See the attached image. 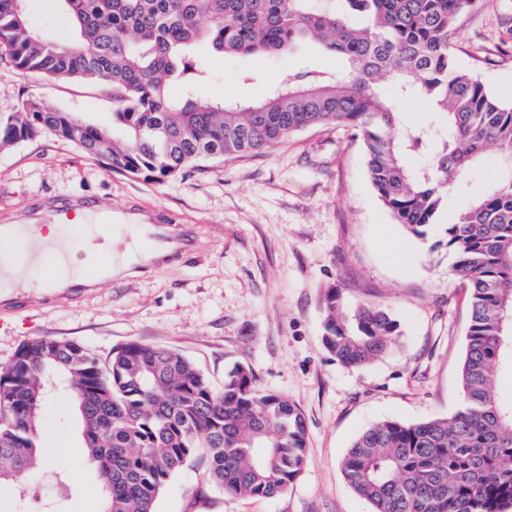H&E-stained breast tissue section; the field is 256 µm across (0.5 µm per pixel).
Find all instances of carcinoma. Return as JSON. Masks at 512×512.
I'll list each match as a JSON object with an SVG mask.
<instances>
[{
  "instance_id": "obj_1",
  "label": "carcinoma",
  "mask_w": 512,
  "mask_h": 512,
  "mask_svg": "<svg viewBox=\"0 0 512 512\" xmlns=\"http://www.w3.org/2000/svg\"><path fill=\"white\" fill-rule=\"evenodd\" d=\"M476 0H60L71 34L28 24L29 0H0V60L21 73L112 87L108 131L26 100L0 113V143L44 132L116 170L162 182L218 156L266 149L319 125L349 123L364 136L371 184L409 233L440 224L447 193L464 194L489 147L499 167L483 195L443 225L454 272L470 290L471 325L453 415L388 420L363 430L342 461L373 512H512V404L494 387L512 370V102L460 69L449 45ZM313 41L342 58L334 73L288 74L259 103L201 100L209 77L201 45L222 55L275 54ZM390 76L388 91L380 89ZM170 80L184 95L172 99ZM424 101L430 120L402 123L398 107ZM410 156L422 162L405 164ZM325 300L322 342L362 366L393 353L400 325L385 309L338 312ZM76 401L81 464L101 484L102 512H155L189 463L202 459L224 493L270 498L303 471L306 429L287 398L259 390L235 366L215 391L177 351L127 344L102 360L77 343L39 339L0 371V483L24 492L43 469L37 452L47 380Z\"/></svg>"
}]
</instances>
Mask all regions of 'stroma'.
<instances>
[{
  "mask_svg": "<svg viewBox=\"0 0 512 512\" xmlns=\"http://www.w3.org/2000/svg\"><path fill=\"white\" fill-rule=\"evenodd\" d=\"M456 63L504 101L512 100V0H477L450 35ZM207 100L260 101L288 72L334 71L341 61L316 44L274 55L205 54ZM33 99L83 121L112 125L111 87L19 74L0 60V112ZM91 203L96 215L127 210L175 215L177 249L133 266L107 288L48 295L35 289L0 303V369L37 339L82 344L99 358L131 342L176 350L213 389L236 365L256 386L301 411L306 464L271 498L224 494L203 462L177 474L156 512H373L342 474V460L366 427L448 417L460 407L459 371L471 321L469 290L453 272L439 228L426 237L396 224L376 196L356 128L303 130L260 153L203 161L158 183L113 171L51 134L0 146V225L42 212L56 197ZM336 289L345 313L369 304L399 322L398 349L363 366L331 357L321 336L325 297ZM65 450L66 512H101L93 471L68 394L46 409L40 445ZM51 473L27 495L0 486V512H38L54 497Z\"/></svg>",
  "mask_w": 512,
  "mask_h": 512,
  "instance_id": "stroma-1",
  "label": "stroma"
}]
</instances>
